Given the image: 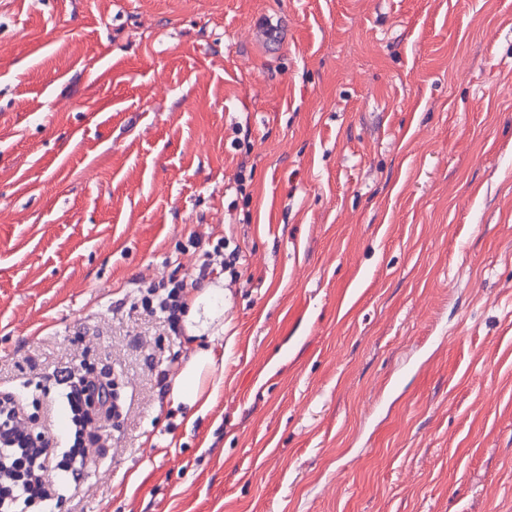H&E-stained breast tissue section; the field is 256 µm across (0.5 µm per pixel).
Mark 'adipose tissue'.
Here are the masks:
<instances>
[{
  "instance_id": "adipose-tissue-1",
  "label": "adipose tissue",
  "mask_w": 512,
  "mask_h": 512,
  "mask_svg": "<svg viewBox=\"0 0 512 512\" xmlns=\"http://www.w3.org/2000/svg\"><path fill=\"white\" fill-rule=\"evenodd\" d=\"M223 317V283L207 284L188 295L181 321L195 348L167 394L172 408L200 412L210 406L213 391L222 381L217 366L219 354L210 342L223 337Z\"/></svg>"
}]
</instances>
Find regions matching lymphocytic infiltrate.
Here are the masks:
<instances>
[{"mask_svg": "<svg viewBox=\"0 0 512 512\" xmlns=\"http://www.w3.org/2000/svg\"><path fill=\"white\" fill-rule=\"evenodd\" d=\"M245 258L228 238L218 239L200 264L197 282L219 277L240 280ZM187 285L168 280L138 287L129 299L131 310L158 320L169 332L181 329ZM55 381L70 415L67 431H34L26 421V400L15 390H0V512H28L33 505L59 502L64 490L83 477L85 451L81 437L95 423L111 421L120 405L110 378L66 366Z\"/></svg>", "mask_w": 512, "mask_h": 512, "instance_id": "f902f5d3", "label": "lymphocytic infiltrate"}]
</instances>
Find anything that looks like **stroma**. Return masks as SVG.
Segmentation results:
<instances>
[{"label": "stroma", "mask_w": 512, "mask_h": 512, "mask_svg": "<svg viewBox=\"0 0 512 512\" xmlns=\"http://www.w3.org/2000/svg\"><path fill=\"white\" fill-rule=\"evenodd\" d=\"M192 236L247 259L193 419L119 305ZM80 363L56 512H512V0H0V386ZM253 41L258 42L267 56L279 55L287 42V20L278 14H261L248 23Z\"/></svg>", "instance_id": "stroma-1"}]
</instances>
